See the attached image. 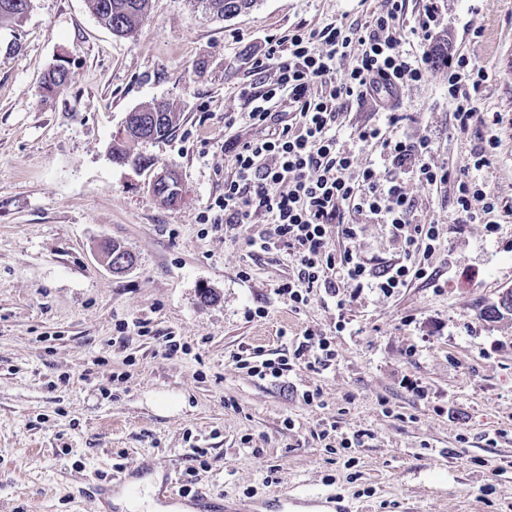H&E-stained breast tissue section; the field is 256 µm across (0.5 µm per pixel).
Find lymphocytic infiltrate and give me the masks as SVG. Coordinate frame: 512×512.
<instances>
[{
    "mask_svg": "<svg viewBox=\"0 0 512 512\" xmlns=\"http://www.w3.org/2000/svg\"><path fill=\"white\" fill-rule=\"evenodd\" d=\"M404 14L405 0H383L380 10L353 27H296L287 36L268 40L262 57L255 59V71L265 77L262 86L249 84L239 90L252 104L244 117L248 126L261 127L275 119L281 126L270 137L232 141L234 171L224 179L223 195L209 205L212 224L249 225V247L288 255L295 271L278 284L276 293L293 308L306 305L318 288L341 306L348 288H374L389 295L413 280L433 277L437 226L414 222V203L403 181L380 178L373 165L360 164L354 153L343 149L336 135L339 115L350 100L401 92L427 73L429 57L409 55L402 44L409 36L420 43L430 40L436 8L427 4L417 26L408 30L400 25ZM347 57L352 66L338 70V62ZM447 66L454 131L467 133L476 122L488 131L463 169L455 173L435 163L427 138L400 134L401 116L396 112L388 113L386 123L360 127L357 139L426 186H451L456 224L483 225L490 236L499 229L503 208L482 174L499 147L494 128L502 117L478 110V97L490 78L484 66L462 54L452 55ZM285 113L290 116L286 122L281 119ZM348 213L387 225L401 261L377 272L356 250H330L327 225H342L349 240L362 230L361 225L345 223ZM335 359L328 337L307 331L296 339L291 356L252 366L249 372L277 380L297 364L326 369Z\"/></svg>",
    "mask_w": 512,
    "mask_h": 512,
    "instance_id": "f902f5d3",
    "label": "lymphocytic infiltrate"
}]
</instances>
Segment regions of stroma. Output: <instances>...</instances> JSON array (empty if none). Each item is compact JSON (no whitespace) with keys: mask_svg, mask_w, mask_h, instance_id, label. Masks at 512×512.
I'll return each mask as SVG.
<instances>
[{"mask_svg":"<svg viewBox=\"0 0 512 512\" xmlns=\"http://www.w3.org/2000/svg\"><path fill=\"white\" fill-rule=\"evenodd\" d=\"M379 5L257 0L219 21L187 0H151L141 27L117 37L87 0H33L21 23L0 24V512H95L89 480L143 459L152 467L135 512L187 489L224 512L316 493L360 512H512V316L480 315L512 288V216L490 242L480 224L454 231L449 188L406 178L415 221L439 226L438 285L367 288L341 307L317 291L298 309L275 292L292 271L286 254L251 251L248 225L204 221L233 167L225 142L260 134L224 118L248 112L239 87L260 82L252 63L266 40L357 24ZM437 6L433 42L404 50L431 54L444 39L486 66L478 106L503 121L484 176L512 206V0ZM61 59L71 81L43 98ZM156 101L179 120L135 144L150 167L114 162L128 114ZM394 108L402 131L428 138L453 170L486 133L453 131L441 62ZM384 118L353 101L337 132L385 177L389 162L355 139ZM164 171L182 185L179 204L151 191ZM346 220L363 231L350 241L329 225L331 250L355 248L379 270L399 260L386 225ZM107 242L133 254L131 270L108 268ZM308 329L327 334L330 368L301 364L276 382L239 369L238 358H277ZM169 334L185 351L165 356ZM305 389L320 391V405L304 404ZM157 395L184 405L160 414ZM329 423L335 432L322 435ZM352 430L362 444L342 447Z\"/></svg>","mask_w":512,"mask_h":512,"instance_id":"1","label":"stroma"}]
</instances>
